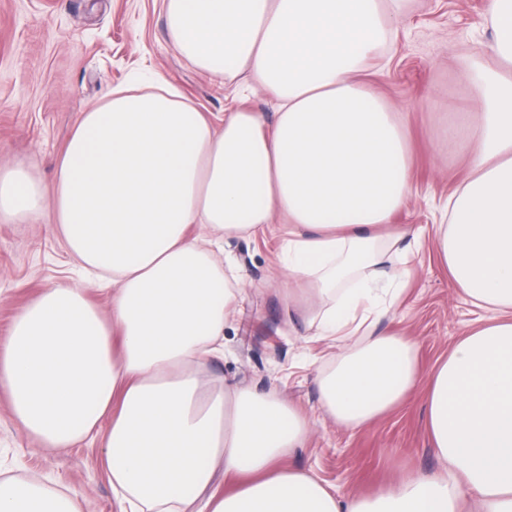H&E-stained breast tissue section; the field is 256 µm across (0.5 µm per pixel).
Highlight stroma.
Instances as JSON below:
<instances>
[{
	"mask_svg": "<svg viewBox=\"0 0 512 512\" xmlns=\"http://www.w3.org/2000/svg\"><path fill=\"white\" fill-rule=\"evenodd\" d=\"M487 7L488 0H403L393 36L362 75L402 113L412 154L413 192L392 216L394 224L442 223L449 195L470 173L459 143L473 118L464 74L492 39ZM150 73L206 114L243 106L271 121L278 110L270 91L189 66L169 40L163 0H0V164L23 163L52 184L81 113L99 105L112 86ZM286 231L278 224L273 236L225 242L226 262L246 280L224 329V358L203 372V381L232 380L296 405L309 419L310 434L289 463L313 471L339 494L374 492L403 471L436 470L423 389L355 432L321 409L316 375L328 350L308 336L300 305L285 299L288 274L276 260V240ZM412 265L415 275L397 311L378 329L415 341L427 371L481 312L456 292L428 248L414 254ZM74 275L48 218L0 222V337L44 288ZM0 471L72 486L82 495V512H113L101 439L62 451L36 449L11 421L1 392Z\"/></svg>",
	"mask_w": 512,
	"mask_h": 512,
	"instance_id": "35a3bbf8",
	"label": "stroma"
}]
</instances>
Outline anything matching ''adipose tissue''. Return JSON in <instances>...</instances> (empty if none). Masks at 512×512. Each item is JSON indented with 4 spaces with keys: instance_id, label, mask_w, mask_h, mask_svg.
<instances>
[{
    "instance_id": "adipose-tissue-1",
    "label": "adipose tissue",
    "mask_w": 512,
    "mask_h": 512,
    "mask_svg": "<svg viewBox=\"0 0 512 512\" xmlns=\"http://www.w3.org/2000/svg\"><path fill=\"white\" fill-rule=\"evenodd\" d=\"M163 2L189 65L246 75L280 109L271 123L245 108L215 122L157 77L82 113L52 188L0 165V220L49 217L75 265L112 278L106 308L64 282L17 313L0 343L12 422L41 449L104 435L115 512H512V0L490 2L494 65L466 74L471 173L444 223L409 233L389 230L412 192L403 121L361 79L401 0ZM279 216L286 296L310 304L312 336L342 347L317 376L327 414L359 430L425 384L440 471L340 495L289 466L309 435L295 408L202 384L243 283L217 252ZM425 238L488 313L426 373L415 342L376 330ZM78 498L0 478V512H80Z\"/></svg>"
}]
</instances>
